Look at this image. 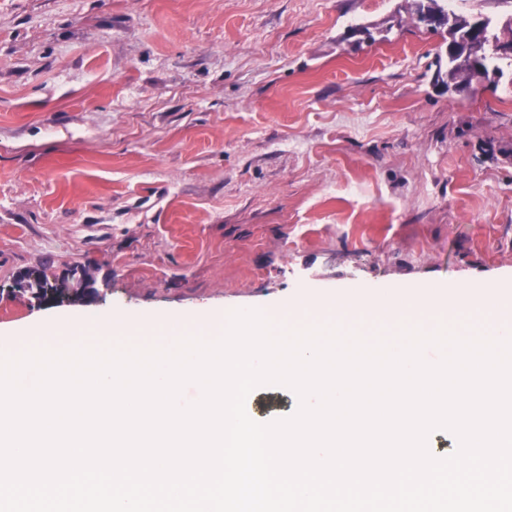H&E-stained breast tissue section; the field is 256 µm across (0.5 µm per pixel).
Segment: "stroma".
I'll return each instance as SVG.
<instances>
[{"label": "stroma", "instance_id": "35a3bbf8", "mask_svg": "<svg viewBox=\"0 0 512 512\" xmlns=\"http://www.w3.org/2000/svg\"><path fill=\"white\" fill-rule=\"evenodd\" d=\"M415 7L0 0V329L512 276V70L449 91ZM42 268L85 272L84 298L14 290Z\"/></svg>", "mask_w": 512, "mask_h": 512}]
</instances>
